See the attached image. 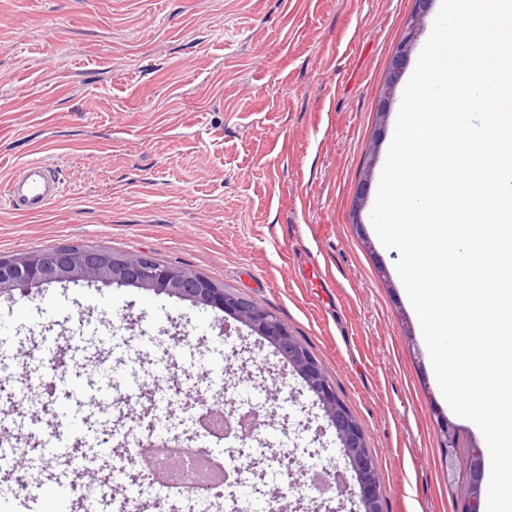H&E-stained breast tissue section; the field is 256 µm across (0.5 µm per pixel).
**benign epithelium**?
<instances>
[{"label": "benign epithelium", "instance_id": "obj_1", "mask_svg": "<svg viewBox=\"0 0 512 512\" xmlns=\"http://www.w3.org/2000/svg\"><path fill=\"white\" fill-rule=\"evenodd\" d=\"M431 0H415L408 18V29L418 36L421 20ZM395 85L385 88L379 114L376 140H381L387 106ZM86 281L91 283L132 285L160 296L175 297L196 307L218 310L247 327L272 345L299 375L314 404L323 412L326 428L335 432L347 469L353 475L349 494L362 512H383L378 472L362 428L349 408L336 394L319 362L289 332L288 325L241 294L219 287L204 276L184 267L162 263L149 252L114 253L76 245L50 251H32L10 258L0 257V295L18 288L50 283ZM469 480L464 489L467 506L473 512L480 505L482 461L479 454L468 462Z\"/></svg>", "mask_w": 512, "mask_h": 512}]
</instances>
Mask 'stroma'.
Returning a JSON list of instances; mask_svg holds the SVG:
<instances>
[{
    "instance_id": "obj_1",
    "label": "stroma",
    "mask_w": 512,
    "mask_h": 512,
    "mask_svg": "<svg viewBox=\"0 0 512 512\" xmlns=\"http://www.w3.org/2000/svg\"><path fill=\"white\" fill-rule=\"evenodd\" d=\"M414 0H0V187L29 160L62 197L44 212L0 196V257L70 244L149 251L272 311L312 353L361 425L384 512H461L463 463L484 449L440 394L418 320L373 233L389 148L376 141L385 77ZM126 341L142 375L133 409L86 413L101 440L146 439L152 395L170 432L200 445L174 385L224 410L270 412L280 439L235 443V461L292 455L300 471L344 469L333 431L269 343L222 312L140 288L52 283L0 296V350L22 364L44 344L92 384ZM168 366L160 379L158 363ZM28 392L21 443L64 429ZM456 427L448 478L438 427Z\"/></svg>"
}]
</instances>
